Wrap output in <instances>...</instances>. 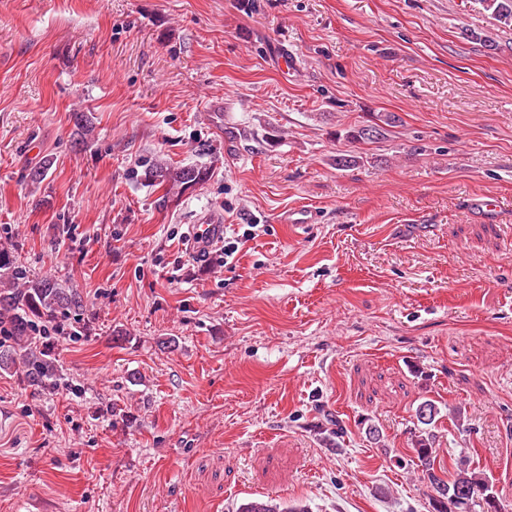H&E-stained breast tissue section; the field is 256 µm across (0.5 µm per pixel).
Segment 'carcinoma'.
<instances>
[{"mask_svg":"<svg viewBox=\"0 0 512 512\" xmlns=\"http://www.w3.org/2000/svg\"><path fill=\"white\" fill-rule=\"evenodd\" d=\"M482 9L504 28L512 27V0H478ZM401 122L391 112H371L363 124L345 132L354 144L375 143L386 138ZM131 178L163 189L156 200L164 208L174 195L205 183L206 166L172 167L154 158L139 160L129 171ZM83 300L77 290L63 286L51 274L35 275L18 262L15 249L0 248V370L21 369L27 387L35 392L53 390L59 377V361L51 349L56 338L77 339L88 333L83 318ZM440 411L431 400L421 402L417 421L422 425L414 436L411 462L422 468L435 491L434 512H465L455 497L463 491L478 496L492 494L499 500L492 481L469 458H461L448 478L436 474L433 429ZM236 512H307L301 505L282 507L260 498L239 504Z\"/></svg>","mask_w":512,"mask_h":512,"instance_id":"cac0c4a2","label":"carcinoma"}]
</instances>
